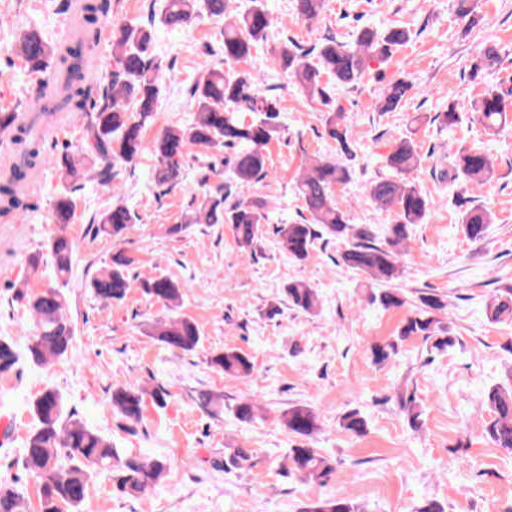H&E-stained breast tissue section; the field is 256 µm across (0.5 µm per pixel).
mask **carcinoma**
Returning <instances> with one entry per match:
<instances>
[{
    "instance_id": "cac0c4a2",
    "label": "carcinoma",
    "mask_w": 512,
    "mask_h": 512,
    "mask_svg": "<svg viewBox=\"0 0 512 512\" xmlns=\"http://www.w3.org/2000/svg\"><path fill=\"white\" fill-rule=\"evenodd\" d=\"M66 2L75 21L69 41L53 44L42 35L29 32L20 37L16 49L28 71L41 76V80L37 97L23 108L34 113L29 125L16 124L13 112L0 115V134H7V141L17 146L21 159V163L0 172V214L25 208L28 170L46 163L34 136L36 124L55 122L60 111L78 112L85 120L84 136L94 160L85 165L67 152L61 155L55 165L59 178L66 183L88 178L94 169L100 181L108 183L112 179V162L133 163L148 151L155 159V183L172 187L181 176L189 148L233 150L228 181L206 194L199 210L185 223L168 226L165 233L177 236L192 224H229L237 247L255 252L262 238L261 224L275 202L258 194L245 198L243 190L252 188L268 174L266 148L280 137L281 109L277 98L260 90L256 77L231 65L248 61L267 40L272 17L265 0H249L242 8L235 5V0H166L162 13L151 17L149 25L125 23L112 30L114 68L101 77L97 58L99 24L108 2ZM324 9L325 0H296L297 13L306 20L318 18ZM203 10L224 20L219 44L224 65L206 64L191 88L196 106L193 121L187 126L166 127L149 144L145 133L155 121L163 73L161 65L150 58L151 30L156 22L169 29L186 28ZM411 39L409 29L396 25L364 27L352 42L329 36L310 50L286 39L279 46L278 61L303 95L326 107L325 132L349 155L346 115L342 107L333 105L329 90L358 85L371 71V63L386 64ZM498 63L496 47L486 46L480 60L471 67V77L478 78ZM412 88L413 84L405 79L387 82L380 111H395ZM504 96L499 88L486 87L472 103V110L481 114L491 134L507 121ZM433 121L448 130L461 122V113L450 105ZM453 156L451 181L478 186L494 178L496 164L489 151L474 148L457 151ZM384 163L392 176L375 180L368 188L371 202L392 215L383 242H376L371 225L349 223L337 204L335 189L350 182L351 168L331 158L314 159L297 179V195L310 220L305 224H281L276 235L279 248L296 262L306 261L316 241L325 235L345 243L341 262L366 275L378 287L371 301L390 309L405 304L403 295L391 283L399 277L411 227L426 223L431 215V200L409 179L423 163L411 136L396 140ZM75 211L76 201L71 195L55 196L53 215L57 224L70 223ZM133 222L130 209L117 199L100 219L96 233L120 240ZM492 223L494 214L484 206L465 209L459 218L464 237L472 243L483 241ZM50 254L56 283L37 291L29 290L26 280L19 284L16 296L26 301L34 332L23 350L13 341L0 338V377L14 373L25 356L36 364H46L67 355L72 347L74 328L66 313L68 301L61 286L72 274L74 244L61 232L51 240ZM132 264L133 259L125 253L113 254L112 264L98 270L88 287L107 304L123 300L134 281L130 275ZM139 287L170 309L180 305L181 290L169 277L147 278L140 281ZM283 294L289 307L311 316L319 314L320 296L308 281L289 282ZM447 309L448 301L437 294L419 296L396 339L372 346L373 362L382 364L397 355L399 344L409 339L421 340L432 351L448 349L454 339L450 327L442 321ZM485 315L490 323L512 321L511 285L491 292ZM151 335L183 353L195 351L200 342L197 325L184 317L155 321ZM210 363L230 378L249 377L254 370L251 358L235 349L213 355ZM145 394L142 387L118 384L112 387L109 401L123 420L133 424L142 419ZM485 399L490 418L483 421V437L495 447L512 452V369L507 371L505 383L487 389ZM401 408L410 426L419 429L423 411L415 398L401 401ZM29 411L36 425L25 442L28 469L36 477L43 470H51L50 479L39 482L37 512H87L90 465L112 471L115 489L121 493L155 485L166 470V463L160 458L121 457L103 435L67 411L62 395L54 389H46L33 399ZM257 412V403L252 400H244L235 408L241 423L252 422ZM278 420L298 440L288 449L290 469L306 481L327 478L333 467L312 445L322 429L317 411L308 404H292L279 414ZM341 426L357 437L367 432V421L358 410L344 414ZM0 512H28L23 492L12 483L0 482ZM305 512H359V507L336 496L311 503Z\"/></svg>"
}]
</instances>
